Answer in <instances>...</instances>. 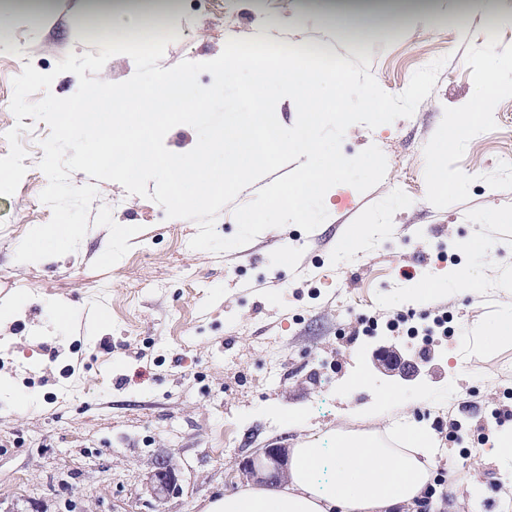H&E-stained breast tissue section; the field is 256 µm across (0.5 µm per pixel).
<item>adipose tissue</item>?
Listing matches in <instances>:
<instances>
[{
	"label": "adipose tissue",
	"mask_w": 512,
	"mask_h": 512,
	"mask_svg": "<svg viewBox=\"0 0 512 512\" xmlns=\"http://www.w3.org/2000/svg\"><path fill=\"white\" fill-rule=\"evenodd\" d=\"M329 440L291 449L285 482L224 494L205 512H413L432 479L429 431L395 422L382 432L339 428Z\"/></svg>",
	"instance_id": "1"
}]
</instances>
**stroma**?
<instances>
[{"mask_svg": "<svg viewBox=\"0 0 512 512\" xmlns=\"http://www.w3.org/2000/svg\"><path fill=\"white\" fill-rule=\"evenodd\" d=\"M317 2L161 0L121 18L169 37L163 68L214 59L228 37L262 30L276 44L370 57L379 86L397 95L446 57L412 117L345 134V156L376 145L386 174L364 193L338 185L312 232L267 229L247 255L194 250L195 222L101 181L76 251L16 262L25 235L52 216L38 167L50 129L35 121L21 133L27 171L13 195H0V306H14L0 342V376L10 379L0 385V506L23 497L39 512H155L144 482L153 458L170 455L180 485L164 512H203L246 486L240 464L263 449L305 438L324 446L336 428L381 430L399 415L427 429L447 416L476 424L512 404V341L475 335L512 305L501 288L512 277V71H491L489 59L512 61V0H422L425 15L382 13L364 28ZM93 4L0 0L12 13L0 45V156L24 64L47 73L68 53L99 54L108 38ZM479 101L484 110L462 123ZM454 126L443 193L425 157ZM353 229L360 243L350 249ZM476 237L494 247L493 262L470 249ZM257 280L265 291L248 292ZM437 281L446 288L429 305L448 311L454 333L428 357L404 334L357 333L360 319L422 311L417 290ZM59 306L67 323L54 318ZM384 344L418 360L420 376L377 370L372 352ZM20 393L33 404L20 407ZM492 446L439 441L438 459L471 455L433 512H512L502 499L512 461Z\"/></svg>", "mask_w": 512, "mask_h": 512, "instance_id": "stroma-1", "label": "stroma"}]
</instances>
